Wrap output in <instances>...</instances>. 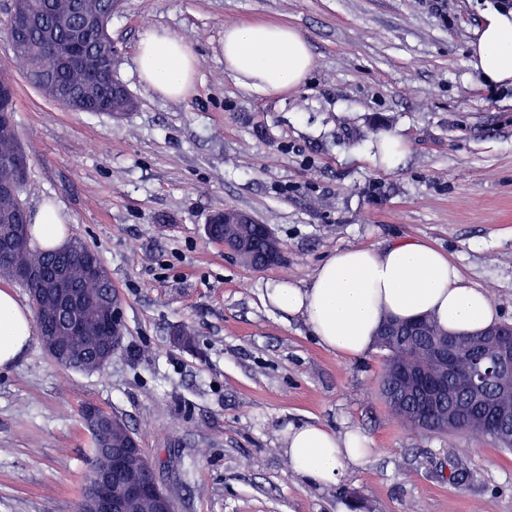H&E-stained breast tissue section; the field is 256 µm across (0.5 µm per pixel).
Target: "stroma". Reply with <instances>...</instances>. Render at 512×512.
<instances>
[{
    "label": "stroma",
    "mask_w": 512,
    "mask_h": 512,
    "mask_svg": "<svg viewBox=\"0 0 512 512\" xmlns=\"http://www.w3.org/2000/svg\"><path fill=\"white\" fill-rule=\"evenodd\" d=\"M512 0H116L112 77L135 108L118 121L70 112L29 85L0 0V68L16 86L28 214L58 204L71 235L107 269L125 339L104 369L56 365L33 342L0 370V512H79L93 404L137 436L177 512H512V452L491 440L403 427L380 392L386 354L346 360L304 321L263 301L268 284H306L349 246L424 240L512 323V86L486 84L470 45ZM288 25L316 65L298 89L260 94L224 67V28ZM196 56L179 100L139 81L148 29ZM399 134L392 170L371 160ZM233 207L267 225L279 264L240 263L209 240ZM191 330L194 348L175 345ZM357 431L372 450L333 485L296 474L288 426ZM467 449L471 478L451 476Z\"/></svg>",
    "instance_id": "35a3bbf8"
}]
</instances>
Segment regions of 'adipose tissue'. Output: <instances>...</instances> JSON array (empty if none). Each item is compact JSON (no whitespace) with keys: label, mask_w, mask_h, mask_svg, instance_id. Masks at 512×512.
Here are the masks:
<instances>
[{"label":"adipose tissue","mask_w":512,"mask_h":512,"mask_svg":"<svg viewBox=\"0 0 512 512\" xmlns=\"http://www.w3.org/2000/svg\"><path fill=\"white\" fill-rule=\"evenodd\" d=\"M222 50L224 67L237 83L263 94L297 89L315 66L308 42L290 26H226ZM135 64L141 82L163 97L180 99L194 87L195 55L167 30L149 29L141 35ZM471 64L486 82L512 85V10L492 7L485 13ZM30 235L43 249H57L66 241L58 205H40ZM265 299L282 313L304 318L318 343L345 359L370 352L386 314L403 320L428 316L452 335L474 334L501 317L487 291L466 281L444 252L414 239L337 250L308 285L278 281ZM35 333L30 310L10 288L0 287V368L16 364ZM286 444L293 470L318 484L336 483L347 463L370 453L360 434L341 436L320 424L288 428Z\"/></svg>","instance_id":"obj_1"}]
</instances>
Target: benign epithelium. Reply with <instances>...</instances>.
I'll return each mask as SVG.
<instances>
[{"instance_id":"7a95c632","label":"benign epithelium","mask_w":512,"mask_h":512,"mask_svg":"<svg viewBox=\"0 0 512 512\" xmlns=\"http://www.w3.org/2000/svg\"><path fill=\"white\" fill-rule=\"evenodd\" d=\"M9 16L16 30L29 28L35 22L26 0H11ZM82 62H87V59L75 51L67 55H54L45 61L44 67L33 70L28 77L31 82L42 85L52 96L76 107L80 103L77 94L69 86L54 81L53 77L57 71ZM16 276L25 284L30 298L35 301L42 298L45 288H52L53 304L44 308L42 317L38 320L41 337L52 336L56 332L62 334L78 327L88 300L71 286L67 273H59L51 282L37 268L20 269ZM110 320L117 329L112 337V351L115 352L122 346L125 335L122 306L118 300L110 310ZM462 346L469 347L473 355L472 380L466 396L458 401L448 402V409L438 413V421L445 426H451L471 406L483 405L491 412L492 419H477L474 425L486 430L494 423L501 432L508 433L512 430V410L497 405L483 387L486 376L495 374L498 376L500 393L507 394L512 391V334L504 332L501 325L468 339L443 338L436 349L437 366L434 370L425 373L407 365L394 371L389 375L390 385L385 399L395 407H410L417 414L429 408L448 389L447 367L453 366L457 350ZM83 420L93 440H98L103 434V424L96 406H86ZM108 452L112 454L117 469L127 474V481L123 493L116 494L112 491L111 474L92 473L85 480L83 500L90 502L96 512H126L130 502L142 498L151 499L157 512H175L171 495L156 479L152 468H141L137 465L136 456L141 452L138 441H133L131 448H110Z\"/></svg>"}]
</instances>
